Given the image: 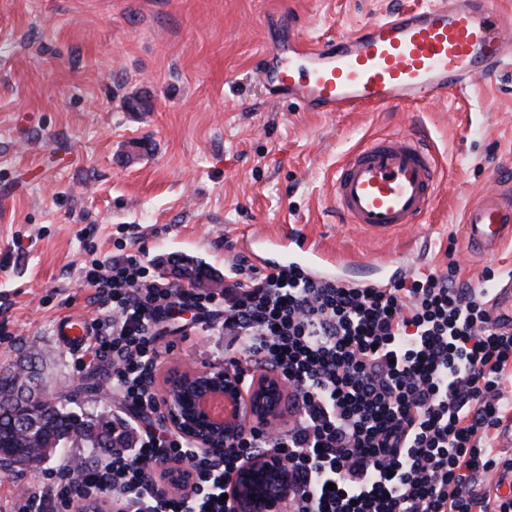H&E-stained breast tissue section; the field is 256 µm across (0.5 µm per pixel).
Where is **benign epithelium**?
Returning <instances> with one entry per match:
<instances>
[{"instance_id": "1", "label": "benign epithelium", "mask_w": 512, "mask_h": 512, "mask_svg": "<svg viewBox=\"0 0 512 512\" xmlns=\"http://www.w3.org/2000/svg\"><path fill=\"white\" fill-rule=\"evenodd\" d=\"M216 397L233 406L231 417L220 419L211 413L207 402ZM160 399L167 428L213 455L224 454L250 427L274 423L287 402L279 376H257L244 394L238 373L227 365L173 368L160 387ZM292 490L288 471L273 455L247 463L225 485L236 512H283Z\"/></svg>"}]
</instances>
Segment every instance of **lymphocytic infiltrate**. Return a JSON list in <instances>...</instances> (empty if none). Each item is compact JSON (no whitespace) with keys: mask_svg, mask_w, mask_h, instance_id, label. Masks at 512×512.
Here are the masks:
<instances>
[{"mask_svg":"<svg viewBox=\"0 0 512 512\" xmlns=\"http://www.w3.org/2000/svg\"><path fill=\"white\" fill-rule=\"evenodd\" d=\"M83 272L97 315L72 354L84 367L107 361L113 400L129 413L113 423L111 456L63 463V480L19 490L10 512H73L103 496L111 512H234L225 483L270 452L294 487L285 512H512L511 494L475 491L477 474L512 470L489 436L512 408V328L456 264L352 288L240 255L221 294L182 287L132 253ZM188 310L234 334L224 361L243 379L282 378L291 420L251 427L220 457L155 427L157 327ZM173 475L177 493L160 494Z\"/></svg>","mask_w":512,"mask_h":512,"instance_id":"f902f5d3","label":"lymphocytic infiltrate"}]
</instances>
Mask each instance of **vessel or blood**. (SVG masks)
<instances>
[{
	"label": "vessel or blood",
	"instance_id": "vessel-or-blood-1",
	"mask_svg": "<svg viewBox=\"0 0 512 512\" xmlns=\"http://www.w3.org/2000/svg\"><path fill=\"white\" fill-rule=\"evenodd\" d=\"M511 63L512 24L491 0H429L317 42L289 24L287 38L255 77L273 99L310 112H352L464 96ZM444 178L425 134L392 133L345 152L330 194L345 223L384 240L430 216ZM463 238L468 250L485 255L512 244V181L499 182L467 209ZM281 248L322 275L332 261L294 232L282 235ZM490 295L495 313L512 319V280L493 284ZM59 334L66 347H78L90 336L91 322L67 317Z\"/></svg>",
	"mask_w": 512,
	"mask_h": 512
}]
</instances>
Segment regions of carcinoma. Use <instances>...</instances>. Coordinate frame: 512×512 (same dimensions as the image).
Listing matches in <instances>:
<instances>
[{
  "label": "carcinoma",
  "instance_id": "cac0c4a2",
  "mask_svg": "<svg viewBox=\"0 0 512 512\" xmlns=\"http://www.w3.org/2000/svg\"><path fill=\"white\" fill-rule=\"evenodd\" d=\"M49 393L32 374L0 378V451L25 454L32 463L45 458L30 454L37 442L55 455L112 447V421L91 413L80 417L67 409L72 399L57 401Z\"/></svg>",
  "mask_w": 512,
  "mask_h": 512
}]
</instances>
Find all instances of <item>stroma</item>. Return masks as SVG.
I'll return each mask as SVG.
<instances>
[{
  "mask_svg": "<svg viewBox=\"0 0 512 512\" xmlns=\"http://www.w3.org/2000/svg\"><path fill=\"white\" fill-rule=\"evenodd\" d=\"M426 0H0V366L43 356L52 392L70 411L111 414L101 369H79L57 342L58 322L94 318L80 267L139 242L172 276L175 258L220 285L246 253L238 236L290 227L361 265L399 263L415 239L417 268L447 269L483 288L512 277V245L469 256L463 210L512 177V69L468 97L377 111L309 112L269 102L250 79L298 19L313 39ZM427 129L446 180L433 214L408 235L380 240L343 223L329 194L342 154L361 139ZM223 330L164 332L153 378L224 363Z\"/></svg>",
  "mask_w": 512,
  "mask_h": 512,
  "instance_id": "obj_1",
  "label": "stroma"
}]
</instances>
